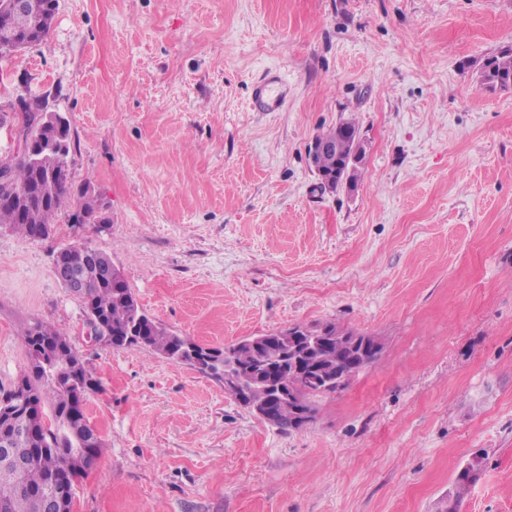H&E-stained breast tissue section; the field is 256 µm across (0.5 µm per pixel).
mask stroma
I'll list each match as a JSON object with an SVG mask.
<instances>
[{
	"mask_svg": "<svg viewBox=\"0 0 512 512\" xmlns=\"http://www.w3.org/2000/svg\"><path fill=\"white\" fill-rule=\"evenodd\" d=\"M507 45L512 0H58L0 55V109L61 113L72 186L112 219L0 224V389L38 322L98 383L74 512H439L476 457L459 512H512V91L468 66ZM270 71L288 100L258 112ZM346 120L365 157L331 192L308 150ZM77 240L198 344L332 321L382 351L280 431L189 365L91 339L53 267Z\"/></svg>",
	"mask_w": 512,
	"mask_h": 512,
	"instance_id": "stroma-1",
	"label": "stroma"
}]
</instances>
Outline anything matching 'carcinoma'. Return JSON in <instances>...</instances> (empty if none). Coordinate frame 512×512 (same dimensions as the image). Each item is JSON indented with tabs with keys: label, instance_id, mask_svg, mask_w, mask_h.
Returning <instances> with one entry per match:
<instances>
[{
	"label": "carcinoma",
	"instance_id": "1",
	"mask_svg": "<svg viewBox=\"0 0 512 512\" xmlns=\"http://www.w3.org/2000/svg\"><path fill=\"white\" fill-rule=\"evenodd\" d=\"M12 0H0V54L22 48L44 38L52 25L53 0H21L23 15L16 19L11 15ZM481 83L491 90L512 89V47L500 50L487 58L480 67ZM47 109L41 100H26L24 107L13 113L0 112V125L21 118L27 133L35 138L50 141L56 131L40 129L34 124L37 112ZM347 129L359 133L352 121H343L336 127L316 136V140L329 142L334 149L315 156L312 167L318 176L326 179L336 174L338 165L354 151V140L342 135ZM9 184L0 185V224L10 225L22 237L29 240L50 236L58 212L67 200L73 201L69 220L74 224H88L97 233L110 229L111 220L97 199L88 194L89 186L71 193L72 182L68 161L57 151L44 148L36 158L26 154L12 157L8 165ZM114 269L111 258L95 251L91 261L80 267L84 289L80 298L87 310L101 322V331L112 333L116 347L139 346L149 349L166 359L180 363L183 360L182 341L164 326L148 330L143 337L130 334L136 322L139 304L125 280L109 278ZM28 355L40 354L47 364L32 366L25 377L27 395L24 402L14 406L11 416L0 418V512H40L37 492H50L63 480L73 488L87 467L75 461L73 449L79 446L100 448V438L87 425L76 427L70 418L74 403L85 398L87 391L96 382L83 371L73 377L67 362L74 357L72 348L62 335L53 328L36 323L23 330L20 335ZM280 346L263 347L256 357L275 367L278 381L286 391H295L310 402L312 398L335 392L345 387L350 378L362 367L343 359L336 361V351L321 349L314 354L317 364L338 365L341 375L339 385L323 387L313 381L312 376H302L278 357ZM215 353L212 362H201L196 370L214 380H224V360H234L245 366L253 360L242 350L229 345L224 348H208ZM49 401L54 407V426L46 430H30L26 416L27 407H38ZM274 426L283 432L300 429V425L288 417V406L282 400L273 405ZM29 458L28 465L21 468L15 458ZM481 460L475 459L462 468L456 477L455 490L448 493L443 512H458V502L469 491L475 481Z\"/></svg>",
	"mask_w": 512,
	"mask_h": 512
}]
</instances>
